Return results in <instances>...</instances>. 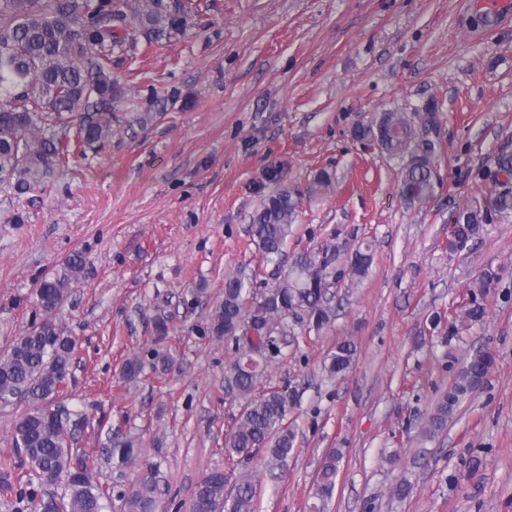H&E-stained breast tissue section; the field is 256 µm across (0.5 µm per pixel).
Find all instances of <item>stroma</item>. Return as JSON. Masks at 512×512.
<instances>
[{
	"mask_svg": "<svg viewBox=\"0 0 512 512\" xmlns=\"http://www.w3.org/2000/svg\"><path fill=\"white\" fill-rule=\"evenodd\" d=\"M195 10L185 35L139 43L117 70L122 112L143 111L153 91L166 112L114 124L102 150L57 169L36 201L0 192V347L34 321L37 282L83 252L84 274L54 314L78 341L66 405L90 424L75 445L139 437L161 512H183L202 475L239 471L224 456L241 411L224 390L234 353L205 329L226 274L245 271L257 292L276 282L249 225L285 188L298 195L288 261L364 243L374 260L331 289L328 327L294 325L267 371L295 395V440L276 476L259 472L256 512H306L332 448L342 460L328 512H512V213L448 250L453 215L498 191L495 160L512 156V21H495L485 0H196ZM390 111L435 143L425 202L407 204L400 161L358 135ZM487 268L499 274L483 297L489 315L461 321ZM159 314L179 368L123 382L125 359L153 347ZM345 339L354 361L328 379L324 358ZM479 350L495 359L484 385L426 435Z\"/></svg>",
	"mask_w": 512,
	"mask_h": 512,
	"instance_id": "35a3bbf8",
	"label": "stroma"
}]
</instances>
